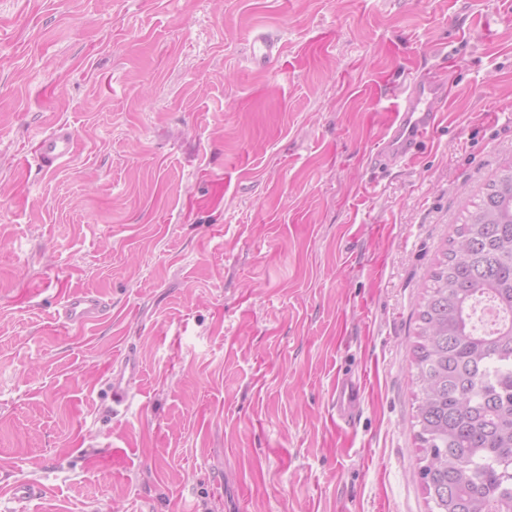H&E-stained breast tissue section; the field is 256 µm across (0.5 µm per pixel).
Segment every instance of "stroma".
Wrapping results in <instances>:
<instances>
[{"label":"stroma","instance_id":"obj_1","mask_svg":"<svg viewBox=\"0 0 512 512\" xmlns=\"http://www.w3.org/2000/svg\"><path fill=\"white\" fill-rule=\"evenodd\" d=\"M431 70L445 121L382 160ZM54 122L75 157L24 166ZM511 165L503 0H0V512H429L417 304ZM77 289L107 315L63 323ZM251 50L255 57L268 64L279 58L282 53V46L275 38L257 35L253 38ZM138 361L133 351H128L119 366H112V406L125 403L129 398L130 385L137 372ZM364 383L347 375L336 378L332 394L336 396V414L341 421L350 424L358 412L364 394Z\"/></svg>","mask_w":512,"mask_h":512}]
</instances>
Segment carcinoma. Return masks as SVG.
Returning <instances> with one entry per match:
<instances>
[{
    "mask_svg": "<svg viewBox=\"0 0 512 512\" xmlns=\"http://www.w3.org/2000/svg\"><path fill=\"white\" fill-rule=\"evenodd\" d=\"M485 301L492 330L475 322ZM418 321L419 478L431 512H512V168L466 209Z\"/></svg>",
    "mask_w": 512,
    "mask_h": 512,
    "instance_id": "obj_1",
    "label": "carcinoma"
}]
</instances>
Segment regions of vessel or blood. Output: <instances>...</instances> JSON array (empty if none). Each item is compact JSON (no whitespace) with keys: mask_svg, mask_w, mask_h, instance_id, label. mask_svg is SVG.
<instances>
[{"mask_svg":"<svg viewBox=\"0 0 512 512\" xmlns=\"http://www.w3.org/2000/svg\"><path fill=\"white\" fill-rule=\"evenodd\" d=\"M251 50L264 63L278 59L282 47L278 40L265 35L255 36ZM453 96V87L444 78L428 75L405 80L397 95L398 106L392 112L383 137L382 153L395 162L411 158L418 146L445 119L443 108ZM77 142L69 125L57 124L39 137L31 151V160L44 170L57 169L75 156ZM108 306L93 291L72 293L58 312L63 322L84 325L101 319ZM138 361L134 352H127L119 366L112 370V402L120 405L129 398L130 385L137 372ZM336 414L344 423H351L364 394L362 381L342 375L337 377L333 390Z\"/></svg>","mask_w":512,"mask_h":512,"instance_id":"vessel-or-blood-1","label":"vessel or blood"}]
</instances>
